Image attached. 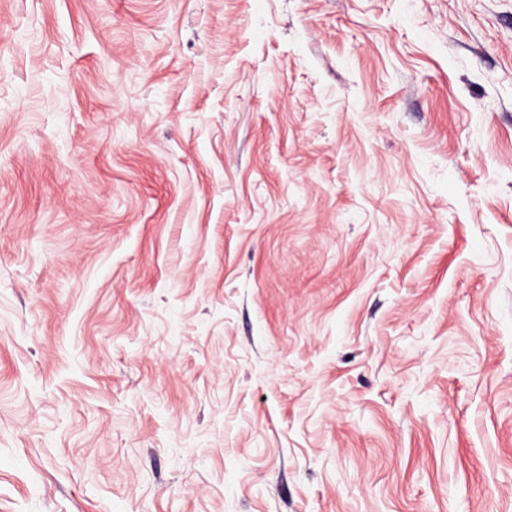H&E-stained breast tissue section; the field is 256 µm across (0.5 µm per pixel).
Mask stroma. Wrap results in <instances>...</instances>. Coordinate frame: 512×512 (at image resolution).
<instances>
[{
    "instance_id": "obj_1",
    "label": "stroma",
    "mask_w": 512,
    "mask_h": 512,
    "mask_svg": "<svg viewBox=\"0 0 512 512\" xmlns=\"http://www.w3.org/2000/svg\"><path fill=\"white\" fill-rule=\"evenodd\" d=\"M0 512H512V0H0Z\"/></svg>"
}]
</instances>
